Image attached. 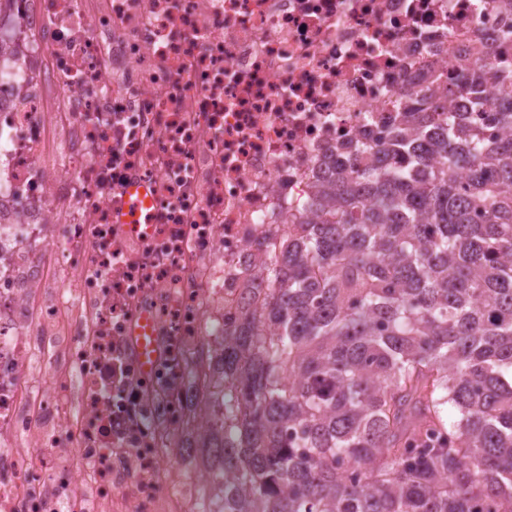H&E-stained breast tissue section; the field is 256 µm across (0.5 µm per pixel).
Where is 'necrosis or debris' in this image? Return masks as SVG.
<instances>
[{"label": "necrosis or debris", "instance_id": "necrosis-or-debris-1", "mask_svg": "<svg viewBox=\"0 0 512 512\" xmlns=\"http://www.w3.org/2000/svg\"><path fill=\"white\" fill-rule=\"evenodd\" d=\"M506 0H15L0 39V512H223L215 368L258 241ZM152 205L126 221L131 184ZM54 256L60 280L37 275ZM152 322L143 370L132 326ZM73 399L66 414L62 403Z\"/></svg>", "mask_w": 512, "mask_h": 512}]
</instances>
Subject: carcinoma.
I'll list each match as a JSON object with an SVG mask.
<instances>
[{
	"label": "carcinoma",
	"instance_id": "carcinoma-1",
	"mask_svg": "<svg viewBox=\"0 0 512 512\" xmlns=\"http://www.w3.org/2000/svg\"><path fill=\"white\" fill-rule=\"evenodd\" d=\"M458 85L496 141L440 75L264 252L224 337V512H512V59Z\"/></svg>",
	"mask_w": 512,
	"mask_h": 512
}]
</instances>
